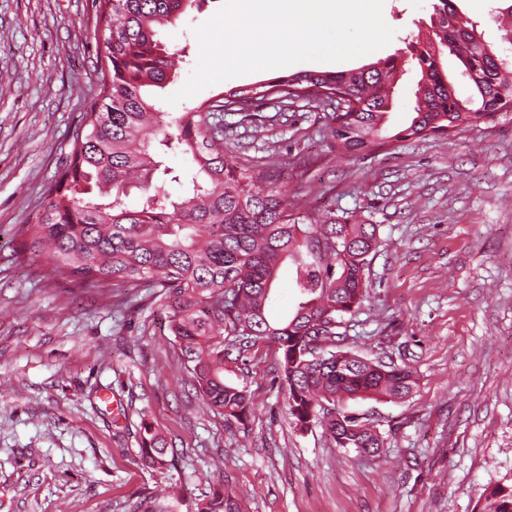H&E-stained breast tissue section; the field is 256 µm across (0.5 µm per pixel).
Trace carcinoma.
<instances>
[{
  "label": "carcinoma",
  "mask_w": 512,
  "mask_h": 512,
  "mask_svg": "<svg viewBox=\"0 0 512 512\" xmlns=\"http://www.w3.org/2000/svg\"><path fill=\"white\" fill-rule=\"evenodd\" d=\"M104 32L105 63L98 70L99 99L83 114L72 148L34 224L16 229L19 251L46 259L41 280L65 271L81 294L145 292L166 312L167 328L184 359L190 385L226 425L241 423L254 402L224 372L241 369L264 345L280 353L278 371L288 388V415L302 430L324 427L338 448L378 456L384 438L348 413L349 399L407 397L411 371L394 361L369 360L345 347V317L369 296V256L377 225L326 210L312 215L290 197L283 163L268 160L241 169L224 154L221 113H247L265 98L287 105L307 98L333 106L336 151L353 156L381 144L429 135L512 112V61L483 41L476 25L456 16L452 0L433 5L428 35L411 43L420 70L410 121L384 135L392 100L387 91L402 61L390 56L355 71L281 76L262 86L232 88L172 118L154 99L176 74L182 52L156 38L196 0H94ZM449 54L473 95L459 98L439 66ZM186 157L177 170L170 154ZM175 183L179 192L166 186ZM140 192L131 210L130 192ZM299 297L283 320L270 317L273 292L285 262ZM141 459L166 465V444L148 424L139 432ZM198 512H239L229 495L214 491ZM480 512H512V486L486 491Z\"/></svg>",
  "instance_id": "cac0c4a2"
}]
</instances>
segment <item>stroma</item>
Segmentation results:
<instances>
[{"mask_svg": "<svg viewBox=\"0 0 512 512\" xmlns=\"http://www.w3.org/2000/svg\"><path fill=\"white\" fill-rule=\"evenodd\" d=\"M223 0H201L158 37L196 66L193 30ZM434 0H384L391 42L330 65L300 62L234 77L171 106V114L234 86L305 71H344L399 55ZM498 44L501 0H453ZM92 0H0V512H142L161 500L197 512L216 489L240 512H477L486 488L512 485V112L454 137L337 153L328 114L300 100L227 111L224 152L248 168L288 165L308 212H353L379 227L369 297L347 327L362 357L393 359L416 380L405 400L359 398L381 456L335 447L321 426L295 429L274 348L225 373L254 409L225 426L186 384L159 303L74 292L67 274L39 281L16 250L34 223L97 99L105 60ZM149 423L169 448L143 465Z\"/></svg>", "mask_w": 512, "mask_h": 512, "instance_id": "obj_1", "label": "stroma"}]
</instances>
